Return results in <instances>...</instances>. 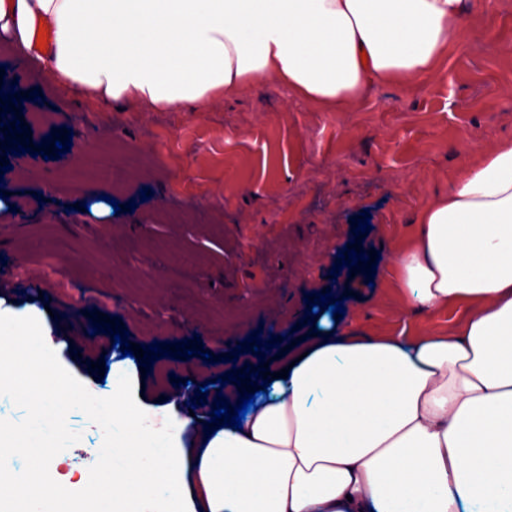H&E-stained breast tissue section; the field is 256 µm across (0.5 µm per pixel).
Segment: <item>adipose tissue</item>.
Returning <instances> with one entry per match:
<instances>
[{
    "label": "adipose tissue",
    "mask_w": 512,
    "mask_h": 512,
    "mask_svg": "<svg viewBox=\"0 0 512 512\" xmlns=\"http://www.w3.org/2000/svg\"><path fill=\"white\" fill-rule=\"evenodd\" d=\"M463 14V0H0V41L37 56L61 92L82 85L109 105L200 108L271 74L338 110L376 83L433 81ZM418 224L392 255L404 307H463L453 334L361 336L319 311L316 336L226 390L237 402L256 375L288 372L238 430H148L129 371L113 367L112 445L127 462L92 512H512V143ZM186 431L185 477L160 462Z\"/></svg>",
    "instance_id": "obj_1"
}]
</instances>
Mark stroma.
Segmentation results:
<instances>
[{
  "instance_id": "35a3bbf8",
  "label": "stroma",
  "mask_w": 512,
  "mask_h": 512,
  "mask_svg": "<svg viewBox=\"0 0 512 512\" xmlns=\"http://www.w3.org/2000/svg\"><path fill=\"white\" fill-rule=\"evenodd\" d=\"M473 12L488 25L451 36L440 81L375 84L340 111L269 76L201 109L116 108L83 86L60 95L36 59L0 42V67L32 98L29 136L49 142L69 130L78 148L13 163L4 178L0 309L50 307L57 359L92 393L101 386L92 363L121 358L113 334L157 344L164 356L144 377L143 401L159 429L189 414L185 352L200 350L209 379L228 377L253 359L250 338L270 320L302 335L305 303L323 289L348 291L358 334L450 333L459 310L404 315L388 256L413 242L419 213L453 192L465 168L512 142V53L502 49L512 0H479ZM95 160L121 179L92 170ZM103 194L122 206L111 220L80 211ZM353 242L376 251L374 265L343 266L338 252ZM96 312L107 319L93 327ZM67 425L80 440L50 474L77 491L104 435L79 410Z\"/></svg>"
}]
</instances>
